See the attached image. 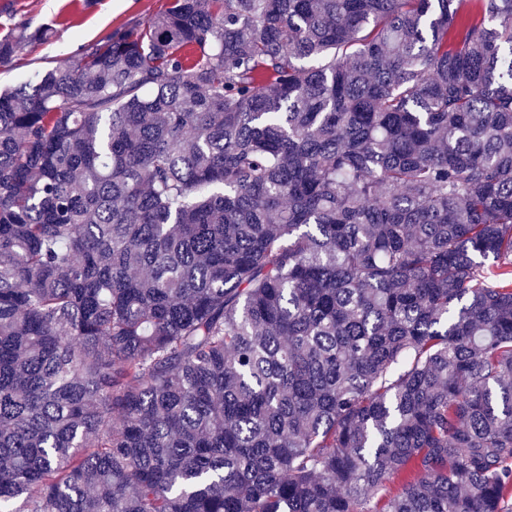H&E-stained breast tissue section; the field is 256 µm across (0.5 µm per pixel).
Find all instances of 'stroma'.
Instances as JSON below:
<instances>
[{
	"mask_svg": "<svg viewBox=\"0 0 512 512\" xmlns=\"http://www.w3.org/2000/svg\"><path fill=\"white\" fill-rule=\"evenodd\" d=\"M170 0H0V35L11 30L55 29L54 42H24L13 63L0 67V90L35 79L59 59L116 29L142 25Z\"/></svg>",
	"mask_w": 512,
	"mask_h": 512,
	"instance_id": "stroma-1",
	"label": "stroma"
}]
</instances>
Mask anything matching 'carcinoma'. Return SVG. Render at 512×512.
Returning a JSON list of instances; mask_svg holds the SVG:
<instances>
[{"mask_svg":"<svg viewBox=\"0 0 512 512\" xmlns=\"http://www.w3.org/2000/svg\"><path fill=\"white\" fill-rule=\"evenodd\" d=\"M0 512H512V0H172L1 91Z\"/></svg>","mask_w":512,"mask_h":512,"instance_id":"cac0c4a2","label":"carcinoma"}]
</instances>
